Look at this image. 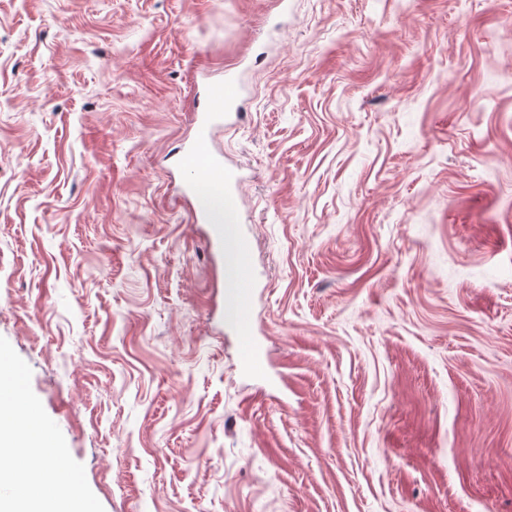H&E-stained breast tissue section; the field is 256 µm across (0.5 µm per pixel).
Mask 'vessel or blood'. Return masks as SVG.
Wrapping results in <instances>:
<instances>
[{"instance_id":"obj_1","label":"vessel or blood","mask_w":512,"mask_h":512,"mask_svg":"<svg viewBox=\"0 0 512 512\" xmlns=\"http://www.w3.org/2000/svg\"><path fill=\"white\" fill-rule=\"evenodd\" d=\"M240 93V85L231 77L210 81L196 88L192 113L196 132L183 146L177 165L183 176L185 193L197 203L192 215L194 222H221L234 230L230 243H223L219 235L212 233L207 238V245L218 252L226 247L231 250L228 282L234 297L240 364L249 376L260 377L265 373V361L252 334V240L238 229L240 214L235 176L215 155L211 141L215 129L238 118Z\"/></svg>"}]
</instances>
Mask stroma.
Here are the masks:
<instances>
[{
  "label": "stroma",
  "instance_id": "obj_1",
  "mask_svg": "<svg viewBox=\"0 0 512 512\" xmlns=\"http://www.w3.org/2000/svg\"><path fill=\"white\" fill-rule=\"evenodd\" d=\"M0 353L91 512H512V0H0ZM240 93L241 87L233 77L206 82L194 92L192 120L196 132L183 146L177 161L184 191L197 203L192 215L194 223L239 226L238 184L234 173L224 168V161L215 155L211 134L239 118ZM232 261L228 267V282L233 291L235 328L239 337L241 368L251 377L265 373L263 353L252 334V240L243 232L231 237Z\"/></svg>",
  "mask_w": 512,
  "mask_h": 512
}]
</instances>
